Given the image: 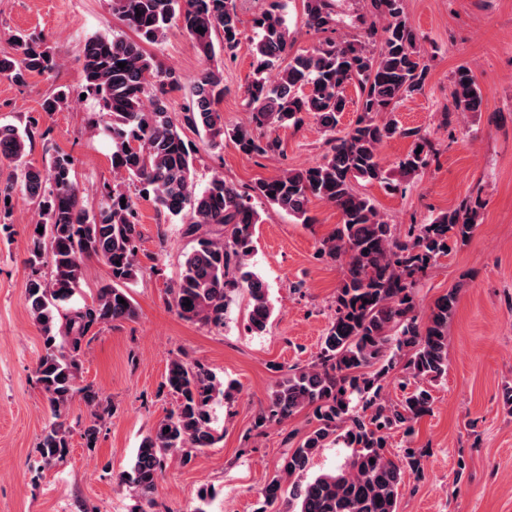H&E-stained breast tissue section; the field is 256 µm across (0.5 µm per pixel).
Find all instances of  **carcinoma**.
I'll list each match as a JSON object with an SVG mask.
<instances>
[{
  "label": "carcinoma",
  "mask_w": 512,
  "mask_h": 512,
  "mask_svg": "<svg viewBox=\"0 0 512 512\" xmlns=\"http://www.w3.org/2000/svg\"><path fill=\"white\" fill-rule=\"evenodd\" d=\"M363 9L359 33L336 39L335 0H304L305 26L326 38L293 57L284 16L274 10L256 16L252 72L244 90L249 121L228 128L218 109L224 99V71L211 62L220 51L234 56L241 43L234 0H112L113 14L137 38L94 35L80 56L81 93L99 105L92 127L112 141V172L120 178L103 184L95 209L87 208L75 185L70 154L47 149L43 168L24 161L38 120L21 129L0 125V161L14 164L16 171L14 182L0 190V222L10 216L16 189L38 213L30 233L27 262L32 274L26 302L44 334L37 376L56 418L40 441L46 462H61L68 454L70 430L60 418L76 395L91 409L81 437L88 448L96 444L102 419L99 395L77 380L87 337L103 325L137 316L127 288L142 271L139 199L152 201L169 219H179L182 235L196 242L170 289L177 315L221 328L231 293L245 289L251 300L248 329L257 334L265 331L273 314L268 286L247 270L260 223L257 205L268 204L308 224V205L317 199L340 215L339 224L321 242V252L344 265L334 316L316 360L288 370L277 381L253 428L285 423L304 409L312 410L316 425L280 458L274 476L261 489L263 506L257 512H267L266 506L285 494L292 512H397L404 478L419 471L420 455L408 451L391 456L388 438L396 429L412 430L413 422L431 412L432 394L420 383L446 375L448 321L456 306V294L450 291L423 320L414 287L420 274L448 256V240L463 242L472 235L479 213L461 204L425 224L409 225L400 238L371 199L356 191L359 181L394 191L400 180L421 175L435 157L431 140L420 129L402 127L389 117L400 100L422 90L428 74L404 0H363ZM173 25L190 36L204 63L191 83L190 101L178 125L169 115L167 94L181 86L182 76L161 69L145 49L162 43ZM10 43L13 52L0 54L1 78L24 86L30 76L51 77L58 69L57 53L45 40L17 33ZM120 62L125 67H118ZM272 71L273 79L268 77ZM349 86L358 89L359 115L341 129ZM69 98L70 91L61 87L43 99L41 110L50 115ZM482 104L472 70L459 66L442 125H451L458 112L480 111ZM307 118L326 135V152L313 165L259 179L246 191L219 176L196 189L194 147L181 127L201 131L213 141L227 139L246 156H265L280 150V129L299 127ZM394 137L413 138L395 176L379 155L382 144ZM128 181L136 185L137 195L126 189ZM92 256L108 267L110 283L91 300L71 305L83 279L84 260ZM45 265L51 267L48 279L39 275ZM121 298L126 304L119 303ZM188 300L191 305L186 307ZM404 350L410 353L407 373L419 386L394 405L383 397L384 382ZM164 385L175 398V408L142 439L130 470L119 477L120 484L149 505L168 457L178 454L187 460L222 439L214 426L213 406L235 390L210 368L181 357L169 361ZM331 443L352 449L347 461L333 472L304 478L314 457Z\"/></svg>",
  "instance_id": "1"
}]
</instances>
